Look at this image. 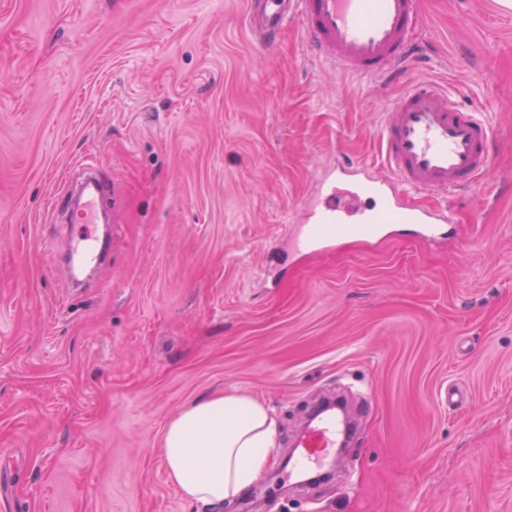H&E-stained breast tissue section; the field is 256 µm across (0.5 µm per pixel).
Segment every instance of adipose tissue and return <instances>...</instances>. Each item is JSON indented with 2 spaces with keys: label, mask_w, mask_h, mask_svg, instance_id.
Returning a JSON list of instances; mask_svg holds the SVG:
<instances>
[{
  "label": "adipose tissue",
  "mask_w": 512,
  "mask_h": 512,
  "mask_svg": "<svg viewBox=\"0 0 512 512\" xmlns=\"http://www.w3.org/2000/svg\"><path fill=\"white\" fill-rule=\"evenodd\" d=\"M276 437V421L259 399L236 394L195 399L164 426L168 480L186 502L215 510L259 478Z\"/></svg>",
  "instance_id": "obj_1"
}]
</instances>
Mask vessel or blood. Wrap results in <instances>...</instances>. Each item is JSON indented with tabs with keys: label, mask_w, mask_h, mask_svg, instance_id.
Instances as JSON below:
<instances>
[{
	"label": "vessel or blood",
	"mask_w": 512,
	"mask_h": 512,
	"mask_svg": "<svg viewBox=\"0 0 512 512\" xmlns=\"http://www.w3.org/2000/svg\"><path fill=\"white\" fill-rule=\"evenodd\" d=\"M291 23L319 58L341 72L373 79L401 78L423 50L418 0H251L248 24L264 45L274 44ZM493 149L488 122L460 106L449 88L433 81L412 83L383 115L374 166L349 159L339 163L345 192L324 183L306 208V232L297 245L320 250L339 233L383 224H416L422 238H433L450 223V215L406 204V197L472 188L488 173ZM81 167L87 177L81 191L66 188L57 201L82 226L68 260L79 270L95 268L102 257L93 226L111 192L96 160L85 159ZM339 434L335 416L313 419L298 443L304 463L335 447Z\"/></svg>",
	"instance_id": "b4317fda"
}]
</instances>
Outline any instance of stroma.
Returning <instances> with one entry per match:
<instances>
[{
  "label": "stroma",
  "mask_w": 512,
  "mask_h": 512,
  "mask_svg": "<svg viewBox=\"0 0 512 512\" xmlns=\"http://www.w3.org/2000/svg\"><path fill=\"white\" fill-rule=\"evenodd\" d=\"M248 0H0V512H198L168 418L263 400L277 448L221 512H512V10L420 0L407 81L447 84L499 144L442 234L289 242L336 158L373 162L403 85L338 72ZM93 156L116 224L94 288L53 254L58 183ZM345 394L333 479L283 465L311 401Z\"/></svg>",
  "instance_id": "stroma-1"
}]
</instances>
